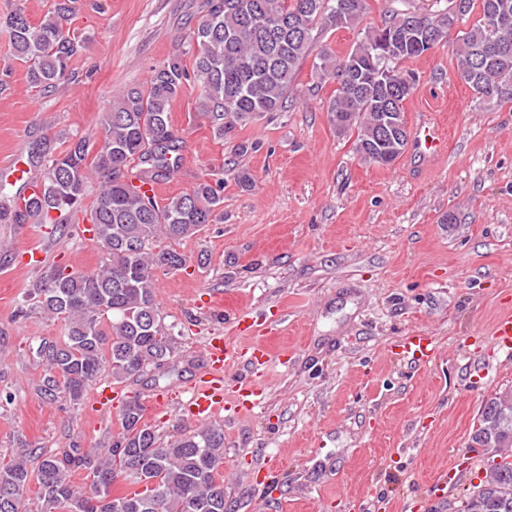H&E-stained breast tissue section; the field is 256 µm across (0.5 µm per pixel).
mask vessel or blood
Segmentation results:
<instances>
[{
    "instance_id": "vessel-or-blood-1",
    "label": "vessel or blood",
    "mask_w": 512,
    "mask_h": 512,
    "mask_svg": "<svg viewBox=\"0 0 512 512\" xmlns=\"http://www.w3.org/2000/svg\"><path fill=\"white\" fill-rule=\"evenodd\" d=\"M488 349L512 354V305H503L487 339ZM398 347L404 358L415 363L426 364L432 361L438 352L434 337L415 334L399 342ZM207 359L205 376L193 386L191 395L185 404L186 410L196 421L206 422L216 417L224 408V375L227 370L246 366L253 369L264 364L270 354L267 329H258L249 348H241L228 337L210 336L202 345ZM264 399V388L257 378L240 381L237 390L239 410L250 411L259 406Z\"/></svg>"
}]
</instances>
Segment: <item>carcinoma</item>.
Instances as JSON below:
<instances>
[{
  "instance_id": "1",
  "label": "carcinoma",
  "mask_w": 512,
  "mask_h": 512,
  "mask_svg": "<svg viewBox=\"0 0 512 512\" xmlns=\"http://www.w3.org/2000/svg\"><path fill=\"white\" fill-rule=\"evenodd\" d=\"M433 13H394L362 32L351 52L337 57L319 51L313 70L336 84L327 112L336 131L358 130L356 150L383 165L405 149V102L413 88L392 93L380 75L401 74L397 64L416 58L448 38L456 15L466 16L474 0H449ZM480 16L462 32L456 50L459 78L487 104L512 102V0H479ZM369 0H208L207 14L189 33L196 46L192 70L172 57L154 66L146 84L121 92L102 113L94 139L79 137L61 152H40L30 165L43 167L39 187L13 200V220L53 224L62 235L84 210L88 183L102 178L90 207L88 232L107 251L91 272L53 270L22 298L20 312L38 309L62 318L66 340L44 350L50 375L41 394L55 396L64 383L70 403L83 399L89 383L105 368L124 381L149 368L160 369L176 339L155 298L154 270H179L185 256L174 245L209 224L224 202V179L205 176L191 190L159 200L142 190L167 179L179 167L180 141L169 124L171 104L191 85L199 91L203 114L219 135L224 120H246L284 108L299 63L310 54L318 27H356ZM78 0H53L33 23L21 9L0 17L10 29L11 56L26 68L28 85L47 92L68 76L71 58L83 41L68 23ZM111 315L109 327L102 317ZM144 406L129 400L119 414L122 436L108 448L44 458L37 471L39 512H227L224 429L205 425L166 444L141 423ZM23 448L0 465V512H31L26 492L32 473ZM86 471L76 486L73 468ZM139 490L112 493L115 468ZM504 478L483 485L461 503L459 512H512V463Z\"/></svg>"
}]
</instances>
